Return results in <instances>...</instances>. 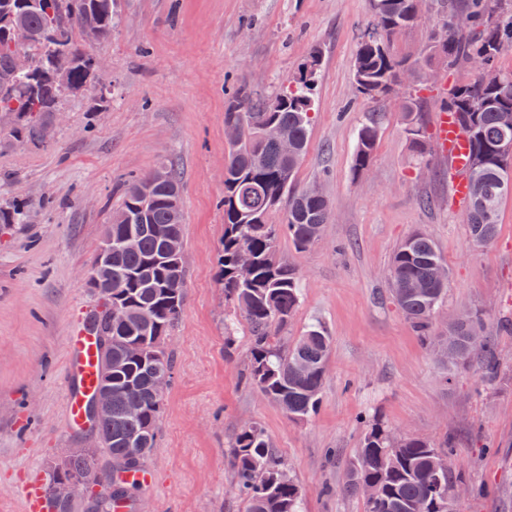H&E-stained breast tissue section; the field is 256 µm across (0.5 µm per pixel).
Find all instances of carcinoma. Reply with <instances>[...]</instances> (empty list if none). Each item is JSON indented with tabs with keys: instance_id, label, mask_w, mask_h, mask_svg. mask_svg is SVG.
<instances>
[{
	"instance_id": "cac0c4a2",
	"label": "carcinoma",
	"mask_w": 512,
	"mask_h": 512,
	"mask_svg": "<svg viewBox=\"0 0 512 512\" xmlns=\"http://www.w3.org/2000/svg\"><path fill=\"white\" fill-rule=\"evenodd\" d=\"M372 2L373 31L358 48L354 82L359 94L376 100L389 94L403 71L385 39L418 23L420 0ZM430 5L447 32L444 40L429 44L414 77L426 76L435 61L449 68L480 62L495 66L512 49V0H430ZM120 21V0H0V116L22 122L29 138L43 140L48 116L58 111L63 97L96 88L98 71L87 46L109 41ZM19 25L32 34L25 46L13 40ZM20 53L30 58V69H15ZM318 66L313 54L273 99L258 100L242 89L224 110L230 148L224 164L219 281L249 339L246 380L291 420L316 413L331 348V337L319 323L307 326L291 345L280 336L301 300L299 273L278 256L280 240L288 238L299 251L310 248L330 214L322 192L291 189L309 140ZM500 74L506 87L477 78L448 90L444 106L468 140L467 166L483 157L476 179L465 172L466 224L476 249L494 241L500 205L512 196L496 154L501 141H512V71ZM402 117L413 153L426 158L429 144L413 99ZM383 120L384 113L368 112L360 124L354 175L367 170ZM270 125L288 135L292 153L284 154L264 135ZM281 208L284 222L272 223ZM126 235L134 236L137 246H112V287L92 286L99 305L88 317L101 349L99 381L112 385V413L95 419L97 447L54 463L47 483L49 488L63 480L101 484L108 498H87L84 512H110L114 502L134 506L131 489L137 482L127 476L140 472L155 448L163 395L154 380L159 372H174L165 344L180 319L188 277L181 258L169 252L170 243L183 238L179 179L172 167L161 163L129 181L103 238L115 242ZM243 253L251 258L247 267L239 263ZM441 266L438 249L425 233L408 236L389 261L393 302L420 341L448 365V375L475 364L482 381L492 385L501 379L498 347L481 314L473 312L466 325L436 331L435 315L448 292V283L436 278ZM130 403L140 405L138 415L126 414ZM453 448L450 438L437 446L425 437L397 436L372 418L347 466L342 491L361 499L364 512H457L454 488L465 480L449 466L437 467L439 458H451ZM228 462L246 512H299L302 489L284 472L261 423L241 426Z\"/></svg>"
}]
</instances>
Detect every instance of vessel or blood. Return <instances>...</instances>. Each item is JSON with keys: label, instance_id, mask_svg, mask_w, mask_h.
<instances>
[{"label": "vessel or blood", "instance_id": "b4317fda", "mask_svg": "<svg viewBox=\"0 0 512 512\" xmlns=\"http://www.w3.org/2000/svg\"><path fill=\"white\" fill-rule=\"evenodd\" d=\"M439 149L448 154L451 165L457 173L455 193L467 194V181L463 171L467 165L468 144L454 119L441 116L436 130ZM65 371L69 379L78 383L77 388L67 392V411L70 426L78 428L85 424V404L96 390L100 372V358L95 336L79 331L69 338L68 359Z\"/></svg>", "mask_w": 512, "mask_h": 512}]
</instances>
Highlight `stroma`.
I'll list each match as a JSON object with an SVG mask.
<instances>
[{
    "label": "stroma",
    "instance_id": "stroma-1",
    "mask_svg": "<svg viewBox=\"0 0 512 512\" xmlns=\"http://www.w3.org/2000/svg\"><path fill=\"white\" fill-rule=\"evenodd\" d=\"M122 20L100 46L105 95L66 98L39 144L0 130V204L23 208L24 223L0 228V512H24L22 487L46 482L69 448L96 444L66 423L67 338L97 298L83 272L129 180L167 162L181 177L188 269L182 314L166 340L174 375L156 446L135 491L146 512H245L228 463L246 422H260L285 472L302 488L300 512H363L342 493L350 457L378 418L397 435L454 437V472L474 487L458 512H512V333H498L503 379L486 387L477 368L447 376L390 296L393 250L420 230L449 271L439 310L481 313L489 326L512 314V197L500 207L486 248L469 243L463 209L448 184V161H417L404 130L406 98L434 135L445 97L473 66L437 69L371 100L353 77L371 28L370 0H121ZM320 69L308 146L293 183L322 188L330 217L305 251L279 252L302 281L300 306L283 332L311 323L332 338L319 409L288 417L245 384L249 342L224 348L232 308L218 284L224 239V105L239 89L271 99L302 71ZM385 115L367 171L353 177L357 129Z\"/></svg>",
    "mask_w": 512,
    "mask_h": 512
}]
</instances>
